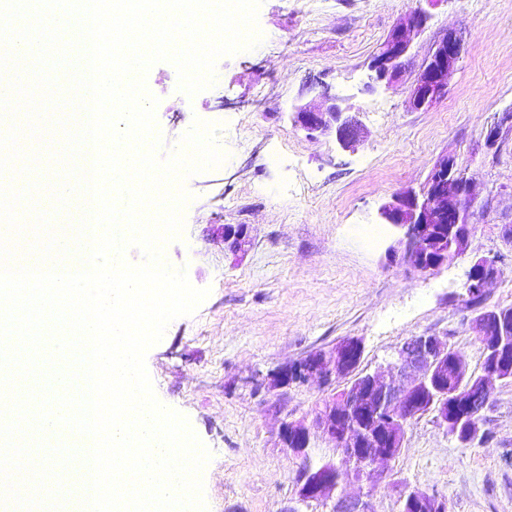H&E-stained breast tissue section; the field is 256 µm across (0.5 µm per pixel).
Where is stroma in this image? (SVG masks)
<instances>
[{
  "label": "stroma",
  "mask_w": 512,
  "mask_h": 512,
  "mask_svg": "<svg viewBox=\"0 0 512 512\" xmlns=\"http://www.w3.org/2000/svg\"><path fill=\"white\" fill-rule=\"evenodd\" d=\"M420 9L430 18L412 36L403 80L369 88L374 53ZM258 27L259 45L221 58L215 84L195 96L180 90L171 63L145 75L157 100L160 158L198 119L221 125L226 155L183 180L191 196L184 228L163 250L169 267L185 269L209 295L168 325L146 367L160 402L186 416L212 454L202 474L209 512H332L333 501H301L298 487L304 468L335 460L333 445L311 431L301 457L280 432L287 421L310 423L346 381L281 386L278 373L349 337L362 341L358 370L370 373L418 335L446 339L479 370L464 285L481 257L501 269L488 304L512 306V129L486 144L490 127L512 113V0H262ZM451 29L464 50L445 98L409 109L408 86ZM326 90L365 128L356 150L293 126L294 106ZM448 154L472 179L481 208L465 253L423 272L404 259L401 233L383 223L380 208L399 191H421ZM227 224L248 226L245 254L226 249ZM482 428L491 444L463 446L433 413L417 416L399 454L379 466L381 483L346 492L370 512H397L408 485L437 494L448 512H512V381L493 384Z\"/></svg>",
  "instance_id": "obj_1"
}]
</instances>
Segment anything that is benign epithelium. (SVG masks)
I'll return each mask as SVG.
<instances>
[{
  "mask_svg": "<svg viewBox=\"0 0 512 512\" xmlns=\"http://www.w3.org/2000/svg\"><path fill=\"white\" fill-rule=\"evenodd\" d=\"M427 21L424 11H416L406 23L396 25L381 43L370 61L371 80L390 85L403 77L410 55L411 33L420 31ZM463 43L458 34L447 31L438 40L425 63L409 86L407 104L412 110H426L442 100L447 92L448 75L458 66ZM295 127L310 136H334L345 149H356L364 138L361 123L344 115L338 98L325 96L318 103L295 106ZM478 197L470 181L461 175L451 156L441 157L430 170L421 193L404 191L391 197L381 211L385 223L403 231L405 254L413 262L427 255L428 244L436 237V225L448 226L449 249L440 259L419 270H435L452 262L465 251L471 224L477 213ZM224 242L236 253L250 242L248 227L224 226ZM499 269L486 258L475 260L465 282L466 292L486 293L497 279ZM478 338L495 331L500 340L484 349V361L493 369L475 373L459 382L451 391L439 389L448 375L446 340L439 336L419 335L405 341L387 364L389 372L380 369L363 376L364 384L331 398L319 408L312 425L331 443L341 435L338 420L354 418L351 433L344 434L346 447L336 449L339 460L307 469L298 490L304 501H322L327 494L359 481L372 472L373 466L394 458L396 448L405 437L402 414L406 405L414 403L433 409L436 421L448 436L461 444L481 438L478 416L482 407L476 396L488 397L494 381L512 379V311L493 309L473 320ZM363 346L356 338H347L329 351H319L300 361L301 380L319 377L331 381L354 371L362 356ZM282 434L293 439L292 452L303 454L309 445L308 428L293 422L284 424ZM399 512H445L446 505L435 495L419 488H406L400 495ZM336 512H368L366 503L341 496Z\"/></svg>",
  "mask_w": 512,
  "mask_h": 512,
  "instance_id": "7a95c632",
  "label": "benign epithelium"
}]
</instances>
